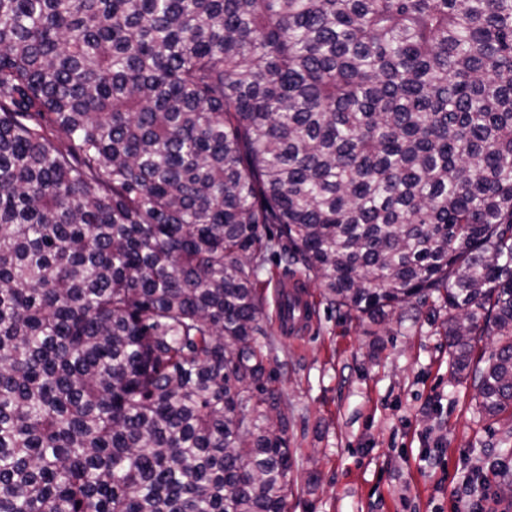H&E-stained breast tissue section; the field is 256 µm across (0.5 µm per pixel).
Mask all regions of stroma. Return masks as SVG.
I'll list each match as a JSON object with an SVG mask.
<instances>
[{
  "mask_svg": "<svg viewBox=\"0 0 512 512\" xmlns=\"http://www.w3.org/2000/svg\"><path fill=\"white\" fill-rule=\"evenodd\" d=\"M309 299L308 333L268 321L275 387L293 458L288 512H468L499 493L492 464L512 446V422L475 412L471 383L448 381V310L407 304L383 323Z\"/></svg>",
  "mask_w": 512,
  "mask_h": 512,
  "instance_id": "1",
  "label": "stroma"
}]
</instances>
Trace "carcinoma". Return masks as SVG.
<instances>
[{
  "instance_id": "cac0c4a2",
  "label": "carcinoma",
  "mask_w": 512,
  "mask_h": 512,
  "mask_svg": "<svg viewBox=\"0 0 512 512\" xmlns=\"http://www.w3.org/2000/svg\"><path fill=\"white\" fill-rule=\"evenodd\" d=\"M269 265L512 411V0H0V512H287Z\"/></svg>"
}]
</instances>
